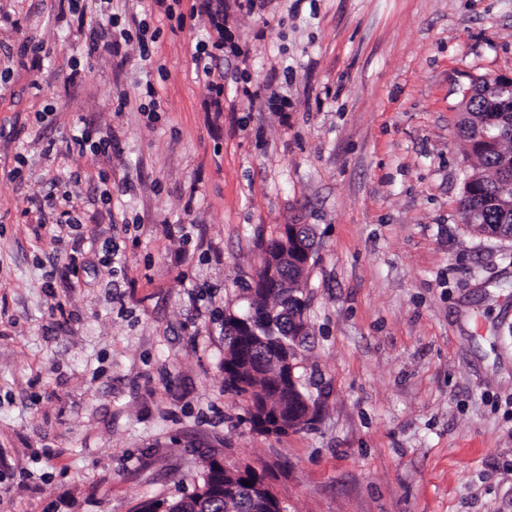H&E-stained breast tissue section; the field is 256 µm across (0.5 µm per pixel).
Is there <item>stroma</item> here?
<instances>
[{"label":"stroma","instance_id":"obj_1","mask_svg":"<svg viewBox=\"0 0 512 512\" xmlns=\"http://www.w3.org/2000/svg\"><path fill=\"white\" fill-rule=\"evenodd\" d=\"M166 3L0 0V512H138L213 457L288 512H512V238L459 210L461 103L512 77V0H222L220 93L202 0ZM283 224L314 233L313 420L266 435L221 317ZM224 62V34L217 28V37H208V41L201 40L194 55L196 79H202L208 85L214 87L219 93L224 85L218 83L224 81V71L220 70V63ZM249 492L261 498L269 512H285V503L274 491L273 487L264 479H253L250 481Z\"/></svg>","mask_w":512,"mask_h":512}]
</instances>
